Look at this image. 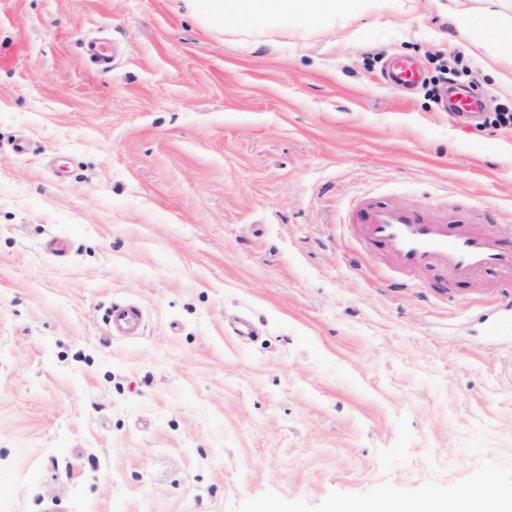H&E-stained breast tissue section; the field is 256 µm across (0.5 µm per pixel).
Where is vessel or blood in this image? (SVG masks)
<instances>
[{"mask_svg":"<svg viewBox=\"0 0 512 512\" xmlns=\"http://www.w3.org/2000/svg\"><path fill=\"white\" fill-rule=\"evenodd\" d=\"M387 82L397 88L413 86L417 74L410 64L388 66ZM351 221L368 254H382L403 271L390 280L393 288L408 287L409 276L436 273L445 286L461 279L495 272L504 284L512 283V248L477 230L465 218H442L432 210H414L360 199L351 211ZM116 336L137 335L142 323L141 309L133 304L113 306L109 316Z\"/></svg>","mask_w":512,"mask_h":512,"instance_id":"obj_1","label":"vessel or blood"}]
</instances>
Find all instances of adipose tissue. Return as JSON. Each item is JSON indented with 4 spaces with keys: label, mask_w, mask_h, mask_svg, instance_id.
I'll use <instances>...</instances> for the list:
<instances>
[{
    "label": "adipose tissue",
    "mask_w": 512,
    "mask_h": 512,
    "mask_svg": "<svg viewBox=\"0 0 512 512\" xmlns=\"http://www.w3.org/2000/svg\"><path fill=\"white\" fill-rule=\"evenodd\" d=\"M351 0H191L195 11L222 25L268 21L288 27L300 20L318 23L323 17L347 8Z\"/></svg>",
    "instance_id": "ef3b65f1"
}]
</instances>
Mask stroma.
<instances>
[{
  "instance_id": "1",
  "label": "stroma",
  "mask_w": 512,
  "mask_h": 512,
  "mask_svg": "<svg viewBox=\"0 0 512 512\" xmlns=\"http://www.w3.org/2000/svg\"><path fill=\"white\" fill-rule=\"evenodd\" d=\"M476 5L353 0L282 29L182 0H0V512L512 491V342L482 306L498 278L452 302L431 276L388 288L346 224L372 194L512 240V125L382 75L455 56L487 112L512 106V46L479 43ZM121 302L136 338L106 334ZM385 78L390 85L397 88L410 87L418 81L416 72L406 62H396L389 65Z\"/></svg>"
}]
</instances>
